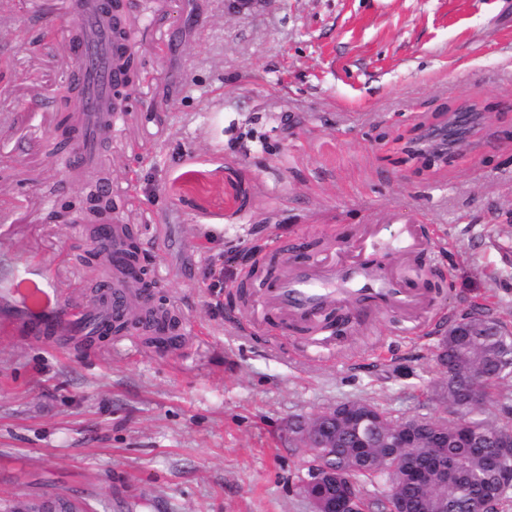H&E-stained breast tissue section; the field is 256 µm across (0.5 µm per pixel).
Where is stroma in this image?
Segmentation results:
<instances>
[{
  "label": "stroma",
  "instance_id": "stroma-1",
  "mask_svg": "<svg viewBox=\"0 0 512 512\" xmlns=\"http://www.w3.org/2000/svg\"><path fill=\"white\" fill-rule=\"evenodd\" d=\"M69 3L0 0V507L48 491L97 512H311L288 422L361 398L440 417L450 321L478 310L512 327V0H266L240 15L126 0L141 78L88 169L50 153ZM475 97L480 148L442 170L399 162L398 137ZM93 181L180 316V349L23 330L18 281L74 310L106 279L83 260ZM373 228L378 267L410 284L418 261L449 289L330 338L257 299L231 306L243 254L331 252Z\"/></svg>",
  "mask_w": 512,
  "mask_h": 512
}]
</instances>
